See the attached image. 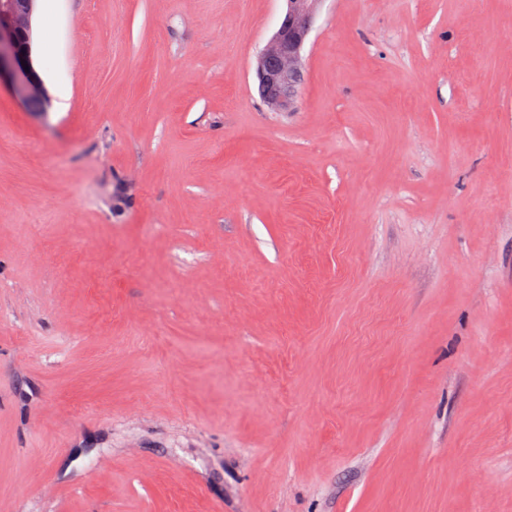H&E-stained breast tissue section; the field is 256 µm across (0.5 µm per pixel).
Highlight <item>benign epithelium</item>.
I'll list each match as a JSON object with an SVG mask.
<instances>
[{
    "mask_svg": "<svg viewBox=\"0 0 512 512\" xmlns=\"http://www.w3.org/2000/svg\"><path fill=\"white\" fill-rule=\"evenodd\" d=\"M35 0H0V81L12 82L26 104L47 102L43 79L32 57ZM318 0H286L287 9L260 53V96L275 112L292 110L303 81L302 51L312 28Z\"/></svg>",
    "mask_w": 512,
    "mask_h": 512,
    "instance_id": "1",
    "label": "benign epithelium"
}]
</instances>
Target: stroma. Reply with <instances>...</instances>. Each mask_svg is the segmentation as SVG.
<instances>
[{
    "instance_id": "1",
    "label": "stroma",
    "mask_w": 512,
    "mask_h": 512,
    "mask_svg": "<svg viewBox=\"0 0 512 512\" xmlns=\"http://www.w3.org/2000/svg\"><path fill=\"white\" fill-rule=\"evenodd\" d=\"M38 0L0 86V512H512V0ZM35 0L0 1V82H12L27 105L47 103L43 79L32 57V18ZM21 60L27 64L25 71ZM285 1L286 12L257 62L260 96L274 112L293 108L303 81L302 51L319 0Z\"/></svg>"
}]
</instances>
